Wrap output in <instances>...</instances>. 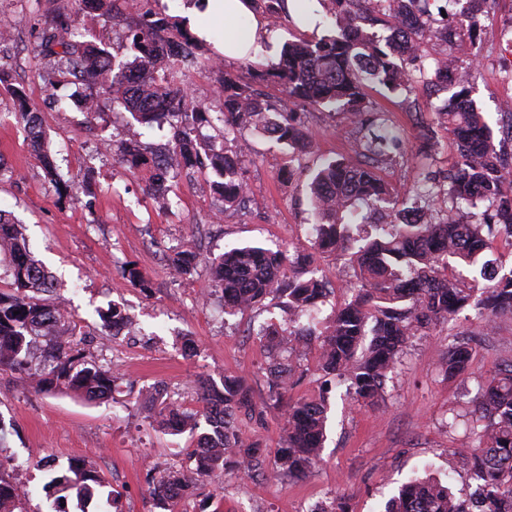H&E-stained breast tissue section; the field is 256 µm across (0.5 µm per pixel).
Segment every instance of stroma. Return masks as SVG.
Returning <instances> with one entry per match:
<instances>
[{"label": "stroma", "instance_id": "1", "mask_svg": "<svg viewBox=\"0 0 512 512\" xmlns=\"http://www.w3.org/2000/svg\"><path fill=\"white\" fill-rule=\"evenodd\" d=\"M54 7L55 0H0V21L12 31L11 42L0 45V69L9 73L11 87L22 88L38 105L72 197L62 199L45 178L14 116L11 87L2 86L0 210L21 222L33 256L56 277L87 360L110 368L116 381L110 398L89 401L62 388L43 391L35 382L22 381L19 371L0 367V475L27 490L25 512H48L53 498L44 487L50 478L91 454L104 485L87 503L68 499L67 512H106L114 490L121 512H163L151 496L152 485L192 450L194 439L161 431L144 393L163 388L169 398L194 410L197 378L226 374L245 377L263 406L261 416L245 428L262 450L260 472L245 479L227 473L222 480H206L178 504V512H301L337 496L345 497L349 512H381L403 483L426 472L447 483L457 498L469 499L479 481L464 470L449 472L448 451L468 447L470 441L450 422L469 409L479 382L512 360V319L488 327L469 308L431 335L411 338L387 382L384 401L374 407L355 404L346 386L327 383L318 346L310 344L294 365L287 396L327 401L322 459L307 477L272 481L268 475L277 468L286 415L284 407L265 402L271 357L252 329L265 322L287 324L284 301L270 297L256 311L228 315L206 266L179 277L168 265L174 249L191 239L205 255L240 244L310 252L312 268L328 284V300L318 315L328 321L351 296L352 270L336 254L310 250L304 173L323 156L353 155L354 136L344 115L301 109V121L318 146L314 153L241 131L239 140L249 145L241 159L249 188L246 209L222 212L221 201L201 176L172 179L173 206L160 208L147 192V170H130L116 160L129 133V113L113 111L105 100L100 118L86 122L68 99L71 85L59 75L47 80L31 71L43 17ZM451 52L463 64L477 59L473 97L494 132H501L511 121L505 110L512 106V0H496L493 20L482 21L476 39H456ZM414 100L421 107L416 124L408 117ZM370 104L389 111L404 129V158L382 172L395 193H404L424 171L448 170L456 151L424 86H416L408 101L374 90ZM428 135L436 142L431 151L423 147ZM130 263L149 281L148 290L123 279L121 270ZM112 304L134 319L137 338L101 335L98 313ZM468 335L476 338L469 373L448 377L440 351ZM188 340L195 346L190 355L184 347Z\"/></svg>", "mask_w": 512, "mask_h": 512}]
</instances>
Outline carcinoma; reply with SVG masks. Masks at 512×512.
Returning a JSON list of instances; mask_svg holds the SVG:
<instances>
[{
    "label": "carcinoma",
    "instance_id": "cac0c4a2",
    "mask_svg": "<svg viewBox=\"0 0 512 512\" xmlns=\"http://www.w3.org/2000/svg\"><path fill=\"white\" fill-rule=\"evenodd\" d=\"M98 17L124 24L131 55L119 59L107 47L85 39L80 19L58 11L45 19L46 32L35 59L53 57L60 76L84 86H99L112 98V108H122L144 126L168 113L184 118L173 126L164 151L151 158L140 150L136 137L118 148V161L131 169L149 171L148 192L157 201L168 199L169 180L192 177L206 169L216 179L213 192L224 210L246 206L247 184L238 155L200 138L190 120L208 121L209 112L192 95L189 74L208 65L198 55L196 37L174 26L162 12L120 13L114 0H93ZM334 22L325 34L286 43L279 57L256 70L246 82L231 71L219 78L220 109L217 120L223 134L251 128L263 137L291 149L315 152L317 146L303 129L293 106L330 108L347 115L358 135L359 159L326 156L308 178V194L316 224L312 248L340 252L353 269L350 300L338 309L324 328L298 322L287 327L262 324L256 330L271 352L268 368L270 398L284 400L292 357L297 349L286 342H319L322 371L338 382H349L356 399L373 404L383 398L388 375L398 366L413 336H426L468 307L478 309L486 324L512 318V269L498 270L488 285L485 259L499 235L512 237V163L497 149L493 131L470 99L472 76L458 72L446 56L433 60V77L454 92L437 109L438 122L456 145L457 159L442 175L422 173L399 198L382 178L380 168L402 154L399 127L387 113L370 107L367 88L378 86L398 97L412 90L415 62L427 40H448L477 29L478 18L489 19L495 0H469L474 9L458 18L453 28L440 25L431 6L438 0H330ZM391 30L382 40L375 28ZM273 84L284 93L276 99L258 91L257 83ZM18 108L16 118L27 129L31 145L40 154L45 177L63 188L56 157L46 142L39 110L24 91L12 88ZM78 106L94 118L97 99L78 93ZM442 195L439 208L421 214L419 201ZM0 255L9 257L11 288L0 291V366L28 370L34 340L45 342L47 355L33 375L46 390L64 387L86 399L102 400L112 394L114 375L85 360L72 339L73 315L61 311L62 301L51 300L53 276L30 255L26 238L7 214L0 211ZM479 266L472 286L461 288L448 277L449 260ZM199 261L191 246L174 252L171 266L178 276L190 274ZM310 256L299 251H272L258 246L230 248L208 260L211 273L224 291V312L251 310L268 296L288 299V311L304 314L320 308L328 295L323 279L306 269ZM105 334L126 321L113 305L100 313ZM474 351L458 341L441 358L445 374L456 377L468 371ZM198 399L203 411L180 412L157 389L153 401L158 416L171 429L197 435L196 448L183 465L154 484L157 503L176 512L170 493H196L197 483L186 482L193 472L204 478L231 470L237 475L255 472L259 448L247 442L239 426L241 417L253 419L258 409L247 381L224 376L221 384L209 377L198 379ZM471 417L464 420L475 445L461 457V465L481 481L476 496L459 500L448 486L430 478H415L400 487L383 512H512V362L481 381L471 400ZM287 429L279 451L275 477L303 478L319 460L325 441L328 407L325 399L299 398L286 402ZM208 432H198L199 417ZM102 485L98 473L80 464L57 475L49 487L73 492L78 502L94 496ZM27 493L0 476V512L21 508Z\"/></svg>",
    "mask_w": 512,
    "mask_h": 512
}]
</instances>
